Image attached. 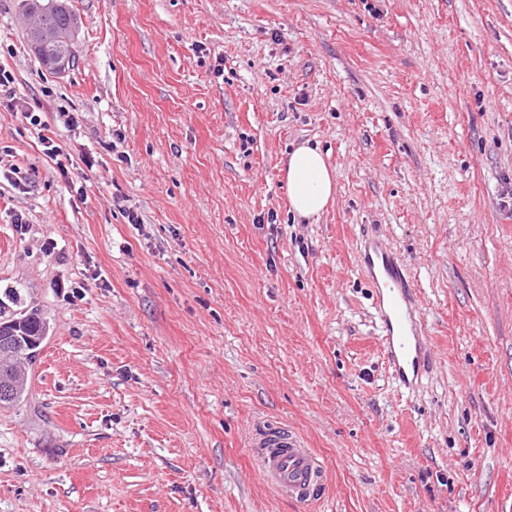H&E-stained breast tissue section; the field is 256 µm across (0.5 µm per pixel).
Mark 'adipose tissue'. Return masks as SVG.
Returning a JSON list of instances; mask_svg holds the SVG:
<instances>
[{"instance_id": "adipose-tissue-1", "label": "adipose tissue", "mask_w": 512, "mask_h": 512, "mask_svg": "<svg viewBox=\"0 0 512 512\" xmlns=\"http://www.w3.org/2000/svg\"><path fill=\"white\" fill-rule=\"evenodd\" d=\"M284 180L291 209L301 218H319L336 193V176L322 152L304 144L288 156Z\"/></svg>"}]
</instances>
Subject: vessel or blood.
<instances>
[{
  "label": "vessel or blood",
  "mask_w": 512,
  "mask_h": 512,
  "mask_svg": "<svg viewBox=\"0 0 512 512\" xmlns=\"http://www.w3.org/2000/svg\"><path fill=\"white\" fill-rule=\"evenodd\" d=\"M362 264L375 293L388 365L401 386L412 388L429 368L432 349L409 272L396 253L375 237L364 240ZM252 446L272 486L285 489L302 505L317 500L326 474L298 436L282 427L267 428Z\"/></svg>",
  "instance_id": "obj_1"
}]
</instances>
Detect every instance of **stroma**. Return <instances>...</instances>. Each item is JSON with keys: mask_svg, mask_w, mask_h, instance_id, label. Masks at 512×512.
I'll return each mask as SVG.
<instances>
[{"mask_svg": "<svg viewBox=\"0 0 512 512\" xmlns=\"http://www.w3.org/2000/svg\"><path fill=\"white\" fill-rule=\"evenodd\" d=\"M71 7L57 75L0 0V294L49 323L0 406V512H512V0ZM306 142L315 222L281 174ZM366 230L420 296L412 390ZM268 426L325 468L314 504L266 482ZM291 209L301 218L317 219L336 193V176L318 148H295L282 169Z\"/></svg>", "mask_w": 512, "mask_h": 512, "instance_id": "1", "label": "stroma"}]
</instances>
